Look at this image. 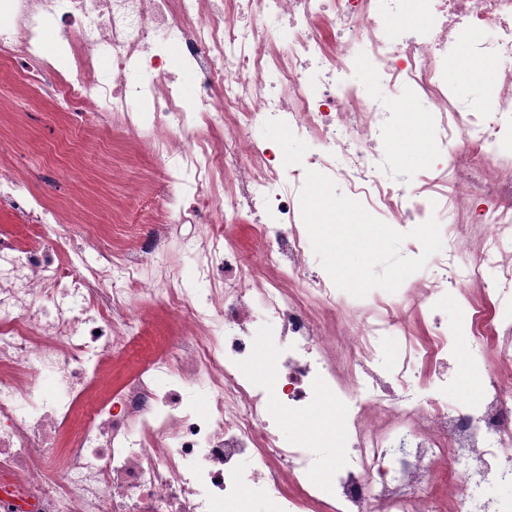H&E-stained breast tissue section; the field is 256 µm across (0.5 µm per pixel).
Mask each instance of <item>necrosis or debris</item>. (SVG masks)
Returning <instances> with one entry per match:
<instances>
[{"label": "necrosis or debris", "instance_id": "4bbe7bcc", "mask_svg": "<svg viewBox=\"0 0 512 512\" xmlns=\"http://www.w3.org/2000/svg\"><path fill=\"white\" fill-rule=\"evenodd\" d=\"M438 2L431 15L426 0H0V65L39 102L147 142L167 184L136 248L112 254L81 214V242L61 256L48 247L57 211L32 174L68 180L71 168L0 163V209L27 229L23 240L0 230V512H250L244 487L262 512H512V499L484 491L490 477L512 484V68L475 107L448 73L461 48L512 58V0ZM51 25L62 40L50 61ZM285 25L293 40L282 54ZM359 60L363 84L348 79ZM183 71L198 77L189 101ZM145 98L153 108L135 109ZM398 100L419 110L417 131L443 155L436 168L408 176L392 163ZM257 126L322 148L273 164L248 137ZM316 177L347 186L349 215L391 218L408 265L430 260L434 276H404L385 294L319 275L307 237ZM222 212L257 218L248 271L213 221ZM435 215L447 247L431 256L410 226ZM174 223L195 234L171 256ZM485 285L493 318L467 298ZM452 294L465 300L456 323L416 342L409 316ZM158 311L175 336L118 391L96 395L104 368ZM397 334L403 352L390 360L386 338ZM488 343L498 371L478 394L449 400L453 376L416 369L464 346V371H477ZM266 355L272 380L252 370ZM326 388L342 416L281 446L276 414L309 415ZM336 438L349 453L318 485L320 450ZM452 464L463 476L442 485L439 509L422 486Z\"/></svg>", "mask_w": 512, "mask_h": 512}]
</instances>
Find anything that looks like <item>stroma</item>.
<instances>
[{"label": "stroma", "mask_w": 512, "mask_h": 512, "mask_svg": "<svg viewBox=\"0 0 512 512\" xmlns=\"http://www.w3.org/2000/svg\"><path fill=\"white\" fill-rule=\"evenodd\" d=\"M78 115H67L35 102H27L24 111L0 115V159L25 167L30 162L54 154L59 133L83 125ZM253 138L264 143L276 161L319 151L318 142L302 139L284 131L257 127ZM75 168L73 184L38 183L37 189L60 202L67 213L92 211L100 217L102 237L113 250L126 249L150 230L146 224H125L121 215L137 207L132 188L145 176L161 179L162 172L146 146L128 139L118 128L97 126L85 137L79 149L65 155ZM312 255L318 267L335 269L336 284L345 287L350 279L361 285L393 292L403 268L400 249L390 229V219L362 222L337 219L334 229L324 226L318 206H311ZM164 319H156L145 328L137 344L112 365V385L120 387L132 368L140 365L160 339L170 336Z\"/></svg>", "instance_id": "obj_1"}]
</instances>
